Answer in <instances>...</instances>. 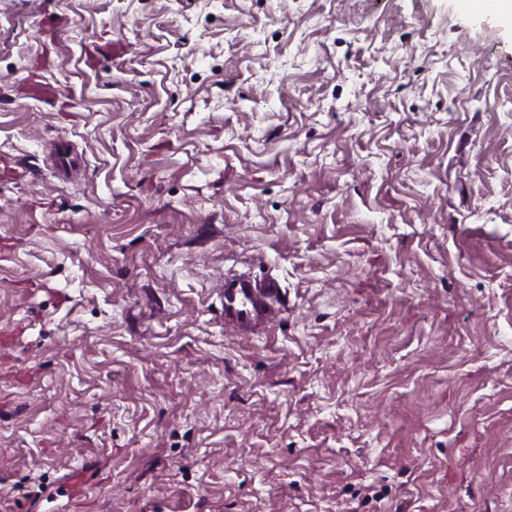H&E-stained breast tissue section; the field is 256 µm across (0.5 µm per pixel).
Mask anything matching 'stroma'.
Here are the masks:
<instances>
[{"instance_id": "stroma-1", "label": "stroma", "mask_w": 512, "mask_h": 512, "mask_svg": "<svg viewBox=\"0 0 512 512\" xmlns=\"http://www.w3.org/2000/svg\"><path fill=\"white\" fill-rule=\"evenodd\" d=\"M0 512H512V19L0 0ZM278 285L272 281L258 283L249 275H240L224 285V319L244 328H258L274 314Z\"/></svg>"}]
</instances>
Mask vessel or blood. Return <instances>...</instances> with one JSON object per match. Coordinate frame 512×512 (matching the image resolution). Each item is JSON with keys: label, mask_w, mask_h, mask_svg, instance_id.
<instances>
[{"label": "vessel or blood", "mask_w": 512, "mask_h": 512, "mask_svg": "<svg viewBox=\"0 0 512 512\" xmlns=\"http://www.w3.org/2000/svg\"><path fill=\"white\" fill-rule=\"evenodd\" d=\"M279 288L274 282H257L240 275L224 285V318L238 328H258L274 314V301Z\"/></svg>", "instance_id": "1"}]
</instances>
